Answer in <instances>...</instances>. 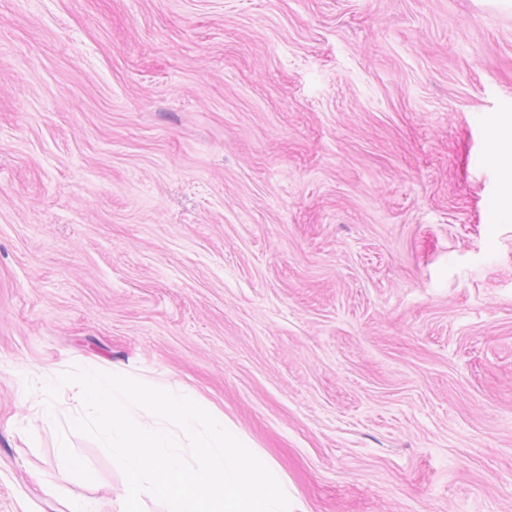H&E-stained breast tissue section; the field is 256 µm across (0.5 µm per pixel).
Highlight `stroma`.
I'll list each match as a JSON object with an SVG mask.
<instances>
[{
    "label": "stroma",
    "instance_id": "stroma-1",
    "mask_svg": "<svg viewBox=\"0 0 512 512\" xmlns=\"http://www.w3.org/2000/svg\"><path fill=\"white\" fill-rule=\"evenodd\" d=\"M502 124L498 0H0V512H119L24 383L91 365L305 512H512Z\"/></svg>",
    "mask_w": 512,
    "mask_h": 512
}]
</instances>
